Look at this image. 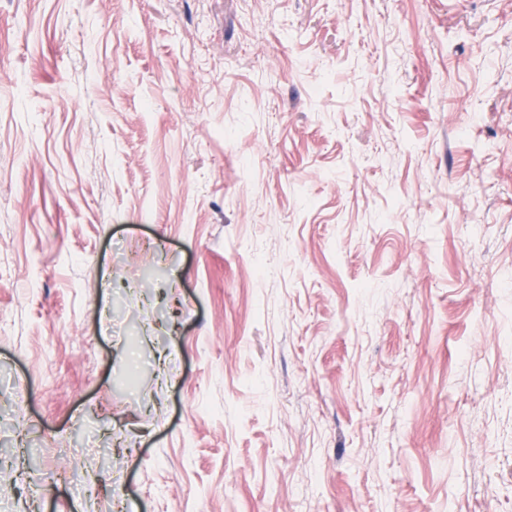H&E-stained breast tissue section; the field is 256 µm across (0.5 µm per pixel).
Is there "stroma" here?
<instances>
[{
  "instance_id": "obj_1",
  "label": "stroma",
  "mask_w": 512,
  "mask_h": 512,
  "mask_svg": "<svg viewBox=\"0 0 512 512\" xmlns=\"http://www.w3.org/2000/svg\"><path fill=\"white\" fill-rule=\"evenodd\" d=\"M8 512H512V0H0Z\"/></svg>"
}]
</instances>
